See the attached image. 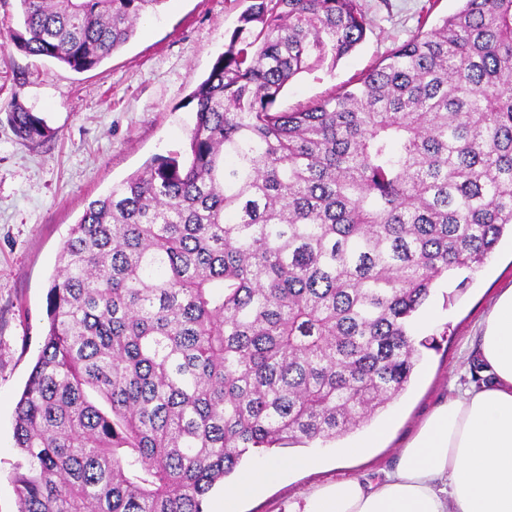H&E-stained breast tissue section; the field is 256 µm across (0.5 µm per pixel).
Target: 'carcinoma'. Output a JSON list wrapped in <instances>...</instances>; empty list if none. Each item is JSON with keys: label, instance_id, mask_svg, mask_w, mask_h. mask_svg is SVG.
<instances>
[{"label": "carcinoma", "instance_id": "cac0c4a2", "mask_svg": "<svg viewBox=\"0 0 512 512\" xmlns=\"http://www.w3.org/2000/svg\"><path fill=\"white\" fill-rule=\"evenodd\" d=\"M14 46L75 72L166 0H18ZM327 97L297 75L362 0H248L157 157L72 225L14 413L19 512H204L248 455L335 441L408 388L436 284L512 230V0H462ZM16 136L44 120L14 100Z\"/></svg>", "mask_w": 512, "mask_h": 512}]
</instances>
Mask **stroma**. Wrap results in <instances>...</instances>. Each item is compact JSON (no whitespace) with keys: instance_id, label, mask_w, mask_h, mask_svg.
<instances>
[{"instance_id":"35a3bbf8","label":"stroma","mask_w":512,"mask_h":512,"mask_svg":"<svg viewBox=\"0 0 512 512\" xmlns=\"http://www.w3.org/2000/svg\"><path fill=\"white\" fill-rule=\"evenodd\" d=\"M427 0H363L370 28L362 44L330 69L294 78L281 105L327 97L411 38ZM246 0H166L135 36L93 70L78 73L19 51L17 0H0V512H18L12 472L16 404L36 361L46 322L49 279L69 230L92 200L143 169L185 150L195 123L189 94L224 50ZM20 100L50 129L35 143L18 139L8 122ZM512 286V239L504 238L477 272L441 281L413 324L432 336L407 391L369 426L338 441L278 449L280 458L321 455L318 471H298L243 497L239 512H300V496L337 475L370 477L396 466L418 426L468 382L479 327L498 289ZM388 438L362 458L340 452L371 431Z\"/></svg>"}]
</instances>
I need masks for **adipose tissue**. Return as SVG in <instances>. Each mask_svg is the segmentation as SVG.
I'll return each mask as SVG.
<instances>
[{
    "label": "adipose tissue",
    "instance_id": "adipose-tissue-1",
    "mask_svg": "<svg viewBox=\"0 0 512 512\" xmlns=\"http://www.w3.org/2000/svg\"><path fill=\"white\" fill-rule=\"evenodd\" d=\"M477 382L454 387L379 479H341L303 498L301 512H512V288L485 319ZM315 456L260 459L228 489L225 512L237 499L280 479L314 469Z\"/></svg>",
    "mask_w": 512,
    "mask_h": 512
}]
</instances>
